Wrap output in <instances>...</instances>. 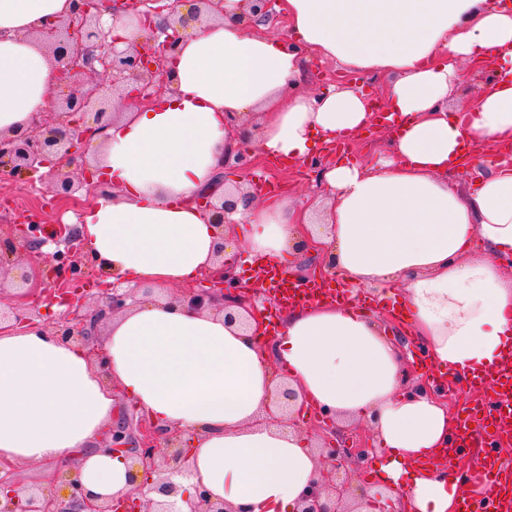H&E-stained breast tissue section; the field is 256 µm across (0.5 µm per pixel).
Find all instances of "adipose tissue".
Masks as SVG:
<instances>
[{"label":"adipose tissue","instance_id":"obj_1","mask_svg":"<svg viewBox=\"0 0 512 512\" xmlns=\"http://www.w3.org/2000/svg\"><path fill=\"white\" fill-rule=\"evenodd\" d=\"M73 0H0V134L28 130L54 99L55 59L38 41L45 19ZM191 23L167 63L170 90L148 108H126L90 155L112 195L81 215L79 229L105 269L152 296L107 323L110 382L84 349L42 330L0 334V461L78 462L83 488L109 497L128 488L132 462L96 448L112 420L113 387L159 423L196 433L184 485L200 484L248 512H297L320 467L317 442L294 426L259 423L279 384L333 414L368 423L379 484L407 512H456L470 473L447 475L434 458L451 440L447 405L403 393L407 361L351 303L399 296L431 361L459 379L492 372L512 351V166L489 156L457 180L466 143L512 144V10L492 0H283L289 39L237 22ZM390 75L386 154L325 173L327 188L301 201L251 196L247 181L218 183L222 156L261 128V153L305 160L373 122L365 96L339 87L312 96L300 84L310 56ZM492 60L487 89L459 104V61ZM233 193L216 230L195 204ZM277 260L298 274L300 249L323 251L347 302L284 314L271 340L168 302L169 288L213 263L216 239L235 254Z\"/></svg>","mask_w":512,"mask_h":512}]
</instances>
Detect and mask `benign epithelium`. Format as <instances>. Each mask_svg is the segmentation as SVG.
Listing matches in <instances>:
<instances>
[{
	"instance_id": "obj_1",
	"label": "benign epithelium",
	"mask_w": 512,
	"mask_h": 512,
	"mask_svg": "<svg viewBox=\"0 0 512 512\" xmlns=\"http://www.w3.org/2000/svg\"><path fill=\"white\" fill-rule=\"evenodd\" d=\"M102 0H75L72 11L43 26L39 38L58 60L55 83L69 94L54 100L42 113L32 130L19 135H0V180H32L47 168L57 177V195L68 198L81 192L86 196L108 195L104 184L92 182L95 170L82 161L81 173L72 180L66 168L84 153L87 139L103 134L112 125L114 113L108 110L103 97L110 88L126 104L146 108L157 100L169 84L166 62L175 50L177 28H185L204 11L224 17V0H196L199 12L190 17H172L173 0H132V16L147 31L144 39L130 48L119 50L116 42H107L108 33L102 22ZM246 6L240 19L248 26L266 22L273 15L274 0H242ZM255 148L243 142L234 155L222 161L221 167L236 171L250 170ZM218 229V242L213 266L204 273L205 285L184 288L176 299L204 311L212 307L224 310L229 322L235 313L254 312L256 298L251 289L242 286L239 275L224 264L225 214L235 210L236 201L217 197L208 191L196 199ZM49 243L62 244V258L50 271L51 279H69L72 294L67 299L65 318L49 328V332L65 342L86 349L103 376H108L106 353L93 341L99 324L110 313L127 308L135 289H122L104 278L90 279L84 268L94 265L93 257L76 227L66 229L47 226L37 214L29 213L9 224L7 235H0V268L11 262L21 249H38ZM39 324L21 306L0 307V333L35 329ZM296 393L287 386L278 388L270 404L276 412H268L267 422L281 424L296 413ZM102 449L130 458L142 469L143 479L130 476L129 489L117 496L103 498L85 494L77 475L60 472L68 489L61 498L48 496L37 484L24 485L13 473V465L0 462V512H245L204 487L190 494L172 477L190 471L189 439L185 431L161 425L142 415L131 422L121 413L103 434ZM352 434H338L323 440L317 449L321 467L317 478L301 497L300 512H360L359 506L378 502L380 492L361 487L355 493L353 483L361 478L375 448L363 437L353 447H338V440H350ZM149 482V491L162 499H141L142 486ZM187 506L176 507L175 497Z\"/></svg>"
}]
</instances>
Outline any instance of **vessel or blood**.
<instances>
[{"label":"vessel or blood","mask_w":512,"mask_h":512,"mask_svg":"<svg viewBox=\"0 0 512 512\" xmlns=\"http://www.w3.org/2000/svg\"><path fill=\"white\" fill-rule=\"evenodd\" d=\"M277 300L296 299L300 303L322 300L320 285L278 275L273 283ZM486 403L465 408L456 434L458 447H468L471 429L482 430L487 438L480 479L482 496L464 495L460 512H512V471L500 461V446L512 442V354L489 374L485 382Z\"/></svg>","instance_id":"b4317fda"}]
</instances>
